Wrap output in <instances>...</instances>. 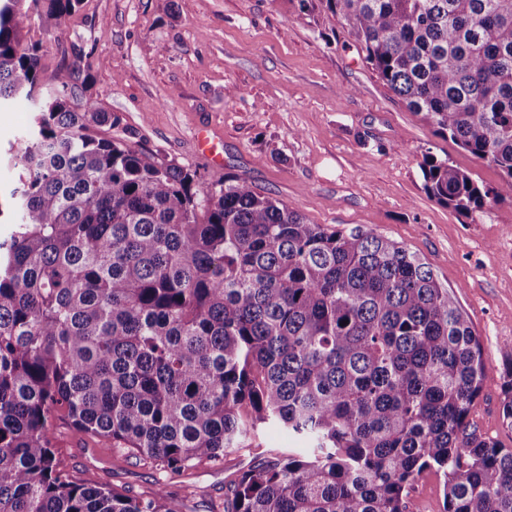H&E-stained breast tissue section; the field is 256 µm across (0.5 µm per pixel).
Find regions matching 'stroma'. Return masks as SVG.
Wrapping results in <instances>:
<instances>
[{"label": "stroma", "instance_id": "1", "mask_svg": "<svg viewBox=\"0 0 512 512\" xmlns=\"http://www.w3.org/2000/svg\"><path fill=\"white\" fill-rule=\"evenodd\" d=\"M23 36L43 45L48 73L88 52L103 61L88 93L120 118L104 136L210 182L239 176L311 223L371 230L420 256L483 345L470 425L512 448L501 416V353L512 345V199L466 215L430 198L426 154L483 188L498 186L501 174L383 85L323 0H82L60 24L32 19ZM200 128L222 145V167L196 153ZM50 439L73 480L133 495L163 482L181 512H212L233 472L298 445L264 426L250 450L170 477L110 439L75 437L63 418Z\"/></svg>", "mask_w": 512, "mask_h": 512}]
</instances>
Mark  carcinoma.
<instances>
[{
  "mask_svg": "<svg viewBox=\"0 0 512 512\" xmlns=\"http://www.w3.org/2000/svg\"><path fill=\"white\" fill-rule=\"evenodd\" d=\"M81 2L0 0V105L35 113L0 230V512H180L163 485L70 480L59 415L173 476L266 424L306 443L232 475L222 512H408L427 471L444 512H512V448L468 420L485 359L454 294L380 234L97 133L119 123L84 95L104 63L47 80L22 37ZM325 2L411 111L502 173L482 189L426 155L428 195L466 214L512 198V0ZM502 358L512 428V347Z\"/></svg>",
  "mask_w": 512,
  "mask_h": 512,
  "instance_id": "carcinoma-1",
  "label": "carcinoma"
}]
</instances>
